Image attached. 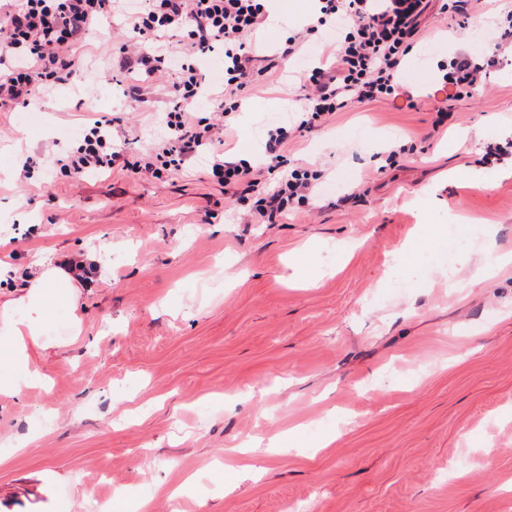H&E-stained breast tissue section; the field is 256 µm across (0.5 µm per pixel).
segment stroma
<instances>
[{"label":"stroma","mask_w":512,"mask_h":512,"mask_svg":"<svg viewBox=\"0 0 512 512\" xmlns=\"http://www.w3.org/2000/svg\"><path fill=\"white\" fill-rule=\"evenodd\" d=\"M501 0L465 28L433 14L403 84L426 91L454 53L484 59ZM315 0L261 25L271 49L302 30ZM120 17L75 50L76 80L0 112V306L36 260L108 262L60 289L36 344L35 382L0 366V512H512V60L483 91L395 109L352 105L288 147L320 171L281 224H243L244 202L211 174L210 151L182 172L77 175L59 158L94 120L124 121V151L148 160L166 135L168 72L143 110L112 67ZM327 26L303 55L264 74L223 135L259 165L269 129L292 122L300 79L323 63ZM394 144L409 145L396 167ZM477 168L484 190L457 179ZM29 181H21L22 170ZM357 200H348V193ZM465 223L436 236L433 225ZM412 242L409 253L396 250ZM304 424L303 447L266 448L225 491L210 471L252 437ZM329 438L325 450L313 444Z\"/></svg>","instance_id":"obj_1"}]
</instances>
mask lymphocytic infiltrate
I'll use <instances>...</instances> for the list:
<instances>
[{"instance_id":"f902f5d3","label":"lymphocytic infiltrate","mask_w":512,"mask_h":512,"mask_svg":"<svg viewBox=\"0 0 512 512\" xmlns=\"http://www.w3.org/2000/svg\"><path fill=\"white\" fill-rule=\"evenodd\" d=\"M317 15L308 31H318L328 21L347 20L349 29L336 43V64L311 70L301 86L303 116L293 126L269 130L265 143L267 162L252 166L214 150L213 173L249 202L242 217L246 224H278L309 200L318 172L293 169L280 174L292 140L320 127L338 110L353 104L381 100H404L414 106L411 91L401 84L404 59L413 48L421 28L437 0H319ZM113 0H15L11 11L0 15V31L9 42L0 54V112L27 104L36 89L48 82L69 80L75 73L72 54L91 33L95 23L110 16ZM266 19L263 0H141L139 9L127 18L131 41L117 60L120 70L131 73L127 94L139 106L150 103L148 87L169 67L161 42L173 33L187 36L188 54L205 56L216 44L224 46V93L210 121L198 118L194 107L200 96L201 79L193 66L181 65L174 84V102L166 119L169 134L150 163L154 171L181 170L206 147H212L214 130L231 126L245 93L259 77L297 57L304 44L291 36L272 54H258L253 37ZM499 33L491 54L476 62L465 51L450 58L441 81L431 96L468 94L483 82L501 57L512 55V9L501 16ZM120 119L95 121L67 165L76 173L112 169L121 159L116 142L125 140ZM277 182H270L271 174Z\"/></svg>"}]
</instances>
